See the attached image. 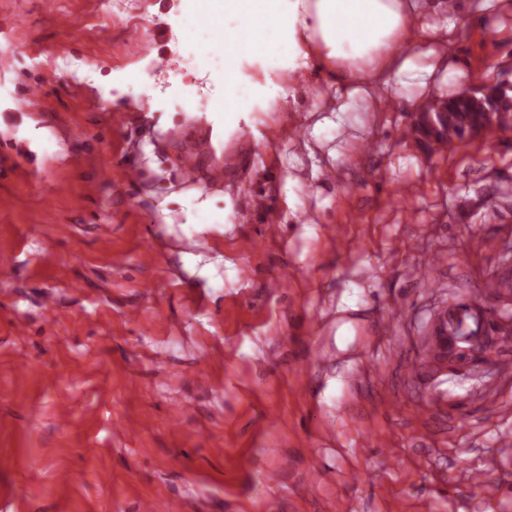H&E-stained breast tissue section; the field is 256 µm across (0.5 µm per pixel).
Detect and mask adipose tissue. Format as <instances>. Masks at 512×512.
I'll list each match as a JSON object with an SVG mask.
<instances>
[{
	"instance_id": "1",
	"label": "adipose tissue",
	"mask_w": 512,
	"mask_h": 512,
	"mask_svg": "<svg viewBox=\"0 0 512 512\" xmlns=\"http://www.w3.org/2000/svg\"><path fill=\"white\" fill-rule=\"evenodd\" d=\"M235 27L224 31V109L250 96L237 80L241 58L257 56L288 82L316 68L335 83L336 109L388 85L413 67L406 47L432 56L431 35L468 23L464 0H224Z\"/></svg>"
}]
</instances>
